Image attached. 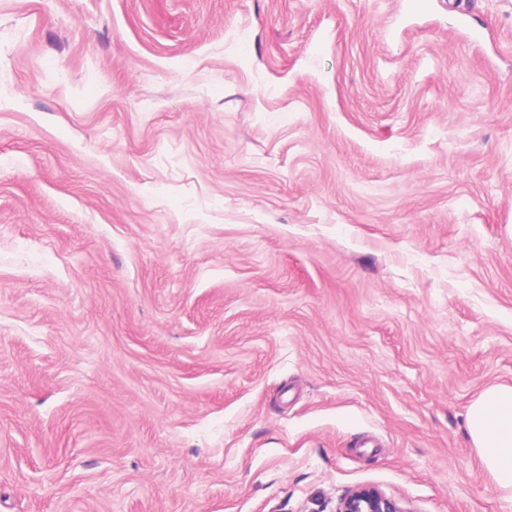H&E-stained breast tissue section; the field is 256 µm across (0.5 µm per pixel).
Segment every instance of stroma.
Returning <instances> with one entry per match:
<instances>
[{"label":"stroma","instance_id":"1","mask_svg":"<svg viewBox=\"0 0 512 512\" xmlns=\"http://www.w3.org/2000/svg\"><path fill=\"white\" fill-rule=\"evenodd\" d=\"M0 0V512H512V0ZM467 432L494 489L512 494V386L484 391L467 410ZM337 512H406L396 500L375 488H358L345 495Z\"/></svg>","mask_w":512,"mask_h":512}]
</instances>
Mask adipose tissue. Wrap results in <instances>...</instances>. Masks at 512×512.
<instances>
[{
  "label": "adipose tissue",
  "instance_id": "1",
  "mask_svg": "<svg viewBox=\"0 0 512 512\" xmlns=\"http://www.w3.org/2000/svg\"><path fill=\"white\" fill-rule=\"evenodd\" d=\"M467 432L497 492L512 494V386L484 391L469 406Z\"/></svg>",
  "mask_w": 512,
  "mask_h": 512
}]
</instances>
